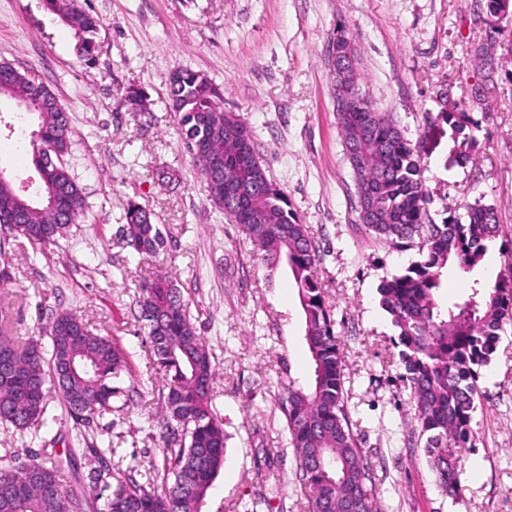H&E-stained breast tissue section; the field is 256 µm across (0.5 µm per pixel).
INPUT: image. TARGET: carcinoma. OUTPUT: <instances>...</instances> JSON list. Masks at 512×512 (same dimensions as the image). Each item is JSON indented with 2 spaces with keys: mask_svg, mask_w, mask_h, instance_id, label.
<instances>
[{
  "mask_svg": "<svg viewBox=\"0 0 512 512\" xmlns=\"http://www.w3.org/2000/svg\"><path fill=\"white\" fill-rule=\"evenodd\" d=\"M46 6L73 32L77 56L92 61L99 19L74 8L71 0H46ZM472 61L483 80L472 87L471 98L483 104L495 92V74L504 60L475 48ZM346 95L352 107L336 113V123L345 147L355 153L349 162L355 190L368 191L369 219L360 225L361 233L371 242L415 247L422 254L403 273L383 278L377 294L394 329L400 377L410 389L426 463L441 492L457 500L461 458L456 449L475 446L481 371L492 363L503 324L512 318V265L493 278L473 279L470 292L460 300H443L440 289L448 268L471 274L483 264L502 237V226L497 209L479 203L465 204L464 215L451 214L435 223L419 148L392 113L373 110L354 91ZM2 97L37 118L28 141L34 166L48 154L63 158L70 153L68 119L47 85L0 62ZM167 98L185 143L207 146V154L193 155L205 181H259L241 202L224 200L214 185L209 200L259 247L269 268H286L297 289L312 376L305 384L288 381L277 405L298 461L296 479L304 508L345 512V505L355 502L362 512H373L375 473L348 410L341 342L318 277L316 237L269 178L266 160L245 147L242 138L254 142L252 128L237 115L225 117L220 87L198 72L176 69L168 80ZM121 103L131 112H150L146 96L135 88L124 92ZM439 118L448 121L458 161L469 162L478 123L466 112H442ZM85 209L83 190L65 165L51 171L39 203L20 195L13 179L0 180V219L12 221L15 234L41 250L66 236ZM125 220V246L141 256L158 255L165 236L146 209L129 204ZM141 292L140 318L147 322L150 346L168 389L163 439L175 447L163 451L167 486L162 491H151L128 476L118 480L105 512H201L224 463V421L212 407L215 367L174 281L157 274L142 283ZM49 335L48 358L36 340L19 345L0 335V354L13 363L12 376L0 378V424L18 431L37 429L53 388L75 417L80 404L94 416L112 412V398L118 395L112 381L130 368L128 354L112 337L94 333L68 312L55 316ZM62 475L54 448L41 449L21 466L0 468V512H83L86 503L63 489Z\"/></svg>",
  "mask_w": 512,
  "mask_h": 512,
  "instance_id": "carcinoma-1",
  "label": "carcinoma"
}]
</instances>
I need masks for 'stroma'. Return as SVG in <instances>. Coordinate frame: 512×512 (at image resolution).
I'll use <instances>...</instances> for the list:
<instances>
[{
  "mask_svg": "<svg viewBox=\"0 0 512 512\" xmlns=\"http://www.w3.org/2000/svg\"><path fill=\"white\" fill-rule=\"evenodd\" d=\"M99 17V50L79 60L69 30L43 0H0V62L38 76L57 95L73 131L65 162L82 186L86 215L46 251L0 232V333L50 349L53 316L67 311L127 352L131 370L116 379L111 413L85 422L51 399L41 427L0 424V463L18 466L41 448L65 457L63 485L102 506L114 478L92 479V449L116 451L121 472L144 480L161 466L163 380L153 367L137 305L142 279H177L190 318L216 365L214 409L227 434L224 466L202 512H302L298 461L276 397L289 380L312 374L301 309L291 276L269 272L236 224L213 208L166 103L171 72L205 74L224 90V109L249 123L302 223L320 244L319 278L341 338L348 406L376 474L380 512H512V325L482 372L484 394L475 447L460 449L462 501L437 488L422 448L407 445L414 426L410 391L378 303L383 277L419 261L417 249L372 243L356 229L357 198L336 127L328 61L338 28L350 33L359 87L374 107L393 113L428 155L430 214L442 222L460 202L495 206L512 238V63L504 64L487 104L473 103L479 74L472 43L512 40V13L475 25V0H76ZM142 90L150 114L121 107L125 89ZM479 123L473 162L453 163L450 104ZM18 107L0 100V145L8 166L34 171ZM168 234L150 261L121 242L128 203Z\"/></svg>",
  "mask_w": 512,
  "mask_h": 512,
  "instance_id": "1",
  "label": "stroma"
}]
</instances>
